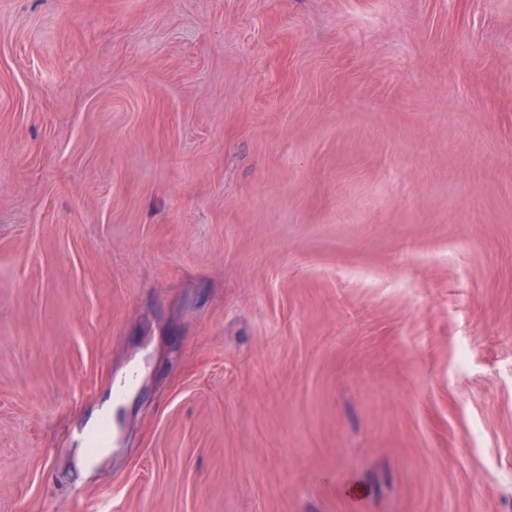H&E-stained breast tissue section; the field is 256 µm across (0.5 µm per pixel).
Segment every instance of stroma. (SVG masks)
<instances>
[{
  "label": "stroma",
  "mask_w": 512,
  "mask_h": 512,
  "mask_svg": "<svg viewBox=\"0 0 512 512\" xmlns=\"http://www.w3.org/2000/svg\"><path fill=\"white\" fill-rule=\"evenodd\" d=\"M0 512H512V0H0Z\"/></svg>",
  "instance_id": "1"
}]
</instances>
